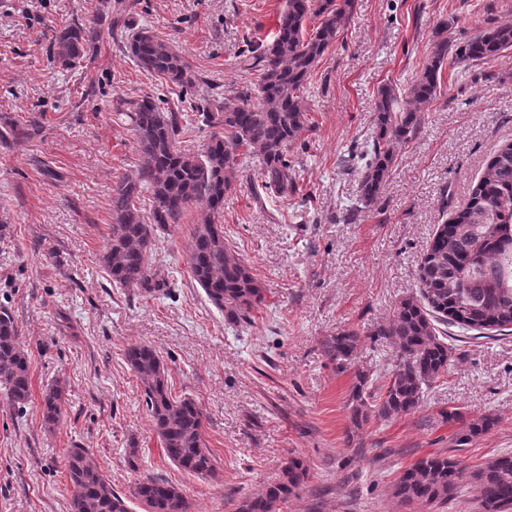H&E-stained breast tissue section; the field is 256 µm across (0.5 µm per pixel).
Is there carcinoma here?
<instances>
[{
	"mask_svg": "<svg viewBox=\"0 0 512 512\" xmlns=\"http://www.w3.org/2000/svg\"><path fill=\"white\" fill-rule=\"evenodd\" d=\"M352 0H285L272 39L248 49L242 65L257 73L251 86L224 98L216 111L199 113L210 128L197 154L178 148L187 121L182 112L163 109L146 95L128 100L117 110L118 120L132 133L141 157L133 178L112 186L111 233L101 256L112 282L128 288L156 290L149 255L159 231L185 223L191 206L202 203L188 247V264L207 299L232 323H248L264 302V288L243 258L229 245L221 224L224 192L230 177L248 168L247 159L261 158L258 187L288 196L295 182L288 147L308 124L307 92L316 67L336 43ZM103 15L54 30L55 60L73 68L86 60L99 37ZM318 24L306 32V21ZM448 25L435 28V40L419 69L405 85L378 89L373 113L376 136L363 154L360 201L373 206L388 181L396 148L415 137L424 121L421 105L437 98L442 69L447 63L480 64L503 57L512 48V24L483 30L454 45L444 36ZM126 53L149 76L166 84L191 89L198 81L186 69L171 44L147 27L128 28ZM152 198L144 212L143 193ZM454 326L462 333L494 331L512 334V143L502 145L488 160L468 200L454 216L437 226L418 267V292L403 299L389 323L376 331L396 346L398 359L378 399L363 395L367 384L358 375L353 417L367 420L369 412L388 419L414 412L430 386L448 372L452 348L441 339ZM360 341L354 331H341L325 342V353L340 370L347 368ZM136 375L166 457L184 472L201 478L217 477L216 457L208 448L205 417L190 397L172 395L167 370L149 344L133 343L124 353ZM0 389L17 407L31 395L29 361L10 312L0 310ZM65 386L56 382L42 396L45 424L59 423L64 414ZM493 425L489 417L469 423L455 436L463 447ZM66 468L72 494L69 512H190L185 490L147 475L129 493L112 488L87 448H70ZM305 472L291 458L279 480L242 500L236 512H280L300 488ZM464 484L474 487L481 512H512V453L488 458L474 469L455 454H432L399 472L390 486L398 504L446 505Z\"/></svg>",
	"mask_w": 512,
	"mask_h": 512,
	"instance_id": "1",
	"label": "carcinoma"
}]
</instances>
